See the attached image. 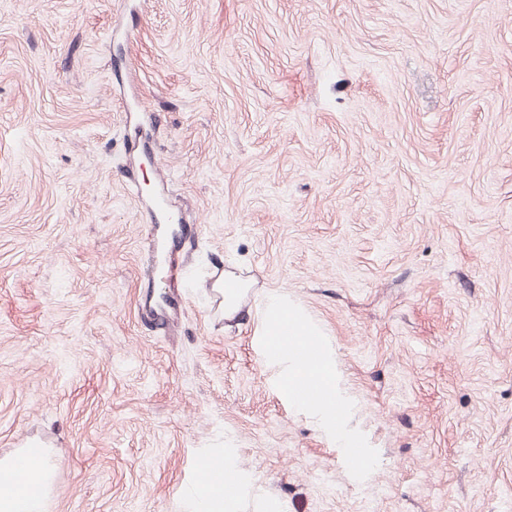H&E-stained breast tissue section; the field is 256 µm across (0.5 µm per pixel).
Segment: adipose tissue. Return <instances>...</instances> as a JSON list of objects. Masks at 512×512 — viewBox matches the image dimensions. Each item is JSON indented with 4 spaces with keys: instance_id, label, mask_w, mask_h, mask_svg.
Returning a JSON list of instances; mask_svg holds the SVG:
<instances>
[{
    "instance_id": "adipose-tissue-1",
    "label": "adipose tissue",
    "mask_w": 512,
    "mask_h": 512,
    "mask_svg": "<svg viewBox=\"0 0 512 512\" xmlns=\"http://www.w3.org/2000/svg\"><path fill=\"white\" fill-rule=\"evenodd\" d=\"M222 459L218 451L203 457L205 478L182 490V512H237L242 484L233 469L222 466ZM53 472L49 453L40 448L0 458V512H45Z\"/></svg>"
}]
</instances>
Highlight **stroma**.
<instances>
[{"label": "stroma", "instance_id": "1", "mask_svg": "<svg viewBox=\"0 0 512 512\" xmlns=\"http://www.w3.org/2000/svg\"><path fill=\"white\" fill-rule=\"evenodd\" d=\"M218 266L327 334L366 480ZM33 435L48 512H178L211 448L238 512H512V0H0V457Z\"/></svg>", "mask_w": 512, "mask_h": 512}]
</instances>
